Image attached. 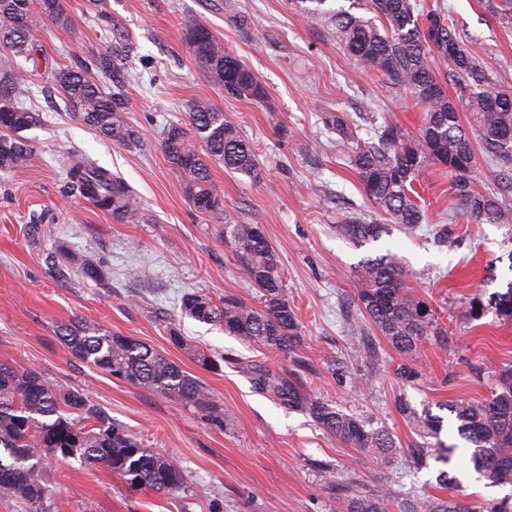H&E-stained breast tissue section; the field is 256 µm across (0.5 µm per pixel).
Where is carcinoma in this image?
Wrapping results in <instances>:
<instances>
[{
    "label": "carcinoma",
    "mask_w": 512,
    "mask_h": 512,
    "mask_svg": "<svg viewBox=\"0 0 512 512\" xmlns=\"http://www.w3.org/2000/svg\"><path fill=\"white\" fill-rule=\"evenodd\" d=\"M294 0L302 19L312 27H327L336 43L355 62L402 90L424 108L423 121L414 135L385 122L359 137L342 112H329L323 124L340 136L338 144L349 151V163L366 195L386 223L350 215L336 227L339 235L357 243L377 241L389 233V224L413 229L425 215L409 194L413 182L428 164L448 169L458 209L483 224H509L512 207L504 196L512 194V93L483 67L472 37L448 17V7L437 2L426 10L420 0ZM493 20L512 26V0H482ZM46 20L69 23L64 0H0V42L18 55L32 57L31 37ZM183 42L196 63L232 96L261 99L264 87L254 74L206 26L188 19ZM448 60L449 72L432 68V53ZM29 71L21 67L0 69V170L27 163L32 148L19 132L35 126L39 115L21 102ZM53 79L72 111V117L108 141L131 145L136 132L129 125L122 89L106 92L83 72L64 69ZM455 88L448 96L445 84ZM467 112L463 125L461 111ZM186 121L170 124L163 132L162 151L186 181L185 188L196 211L216 220L224 215L223 193L211 177V164L257 180L258 155L235 122L209 101L187 104ZM497 167L499 188L479 189L477 155ZM67 188L94 202L100 209L124 220L135 216L134 192L112 172L87 159H72L67 167ZM224 245L241 277L257 289L260 307L227 294L215 300L197 290L182 298V311L261 352H276L303 365L302 325L287 299L280 257L265 235L252 224L224 225ZM68 268L100 282L101 265L77 252L63 254ZM404 271L391 253L367 258L354 289L359 311L399 353L413 359L422 341L447 335L434 311L404 282ZM496 314L512 319V281L505 292L490 299ZM58 335L75 359L136 387L150 390L203 412L224 424L223 404L176 362L157 350L103 326L74 318L58 327ZM258 388L273 393L282 404L308 415L314 424L352 448L382 460L400 454L390 435L328 401L309 395L296 374H277L253 367ZM400 413L413 421L436 445L443 418L419 414L398 402ZM457 432L472 445L474 470L494 485L512 484V367L498 371L491 395L451 405ZM74 458L104 468L133 490L169 493L182 487L183 469L172 458L139 441L123 424L112 419L83 389L54 385L39 373L0 363V499L25 502L31 512H44L43 503L53 482V461ZM323 487L336 500V512H512V495L474 500L459 490V479L440 472L437 483L448 494L400 495L386 485L363 489L341 481L336 473L318 467Z\"/></svg>",
    "instance_id": "cac0c4a2"
}]
</instances>
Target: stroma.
<instances>
[{
  "mask_svg": "<svg viewBox=\"0 0 512 512\" xmlns=\"http://www.w3.org/2000/svg\"><path fill=\"white\" fill-rule=\"evenodd\" d=\"M444 3L500 85L512 87V28L490 21L480 0ZM66 8L70 26L48 21L33 38L37 65L28 90L42 116L24 133L33 154L20 168L0 171V362L84 389L146 447L176 460L185 483L166 495L133 491L119 476L69 459L58 464L46 512H329L320 462L367 489L389 484L440 495L435 476L442 461L429 459L422 469L400 458L381 461L256 389L250 365L281 373L291 371V361L254 352L220 326L185 316L182 296L201 288L216 299L233 293L254 302V288L238 276L224 245L223 226L260 218L302 321L303 354L311 363L305 389L383 428L398 447L414 448L425 440L397 410V399L419 412L483 399L495 371L512 366V320L490 307L476 320L461 316L475 293L487 297L512 281L506 261L512 224H479L456 211L451 176L430 165L413 183L426 211L423 224L361 246L337 233L347 215L369 217L374 207L326 132L325 113H347L360 126L389 121L412 133L423 110L350 60L330 31L303 24L292 0H66ZM188 17L253 72L266 91L263 100L225 94L196 65L182 41ZM106 47L116 69L99 83L124 86L127 120L140 135L132 148L74 120L52 82L56 70L92 68ZM197 97L235 118L261 162L255 181L213 164L224 192L220 222L194 209L183 176L161 151L164 127L184 121L188 101ZM73 154L88 156L132 188L136 219H117L67 193L62 160ZM67 249L101 262L104 282L75 273L58 277L47 256ZM386 252L448 332L447 342L423 343L415 360L393 349L352 301L364 260ZM134 266L145 270L144 279L130 277ZM77 316L147 343L196 376L222 401L224 427L73 358L58 327ZM173 323L184 345L171 341ZM196 349L219 357L218 368L196 363ZM339 356L349 364L341 381L326 366ZM457 425L454 415H445L440 438L456 448L450 467L462 491L485 499L512 493L510 485L478 478Z\"/></svg>",
  "mask_w": 512,
  "mask_h": 512,
  "instance_id": "1",
  "label": "stroma"
}]
</instances>
